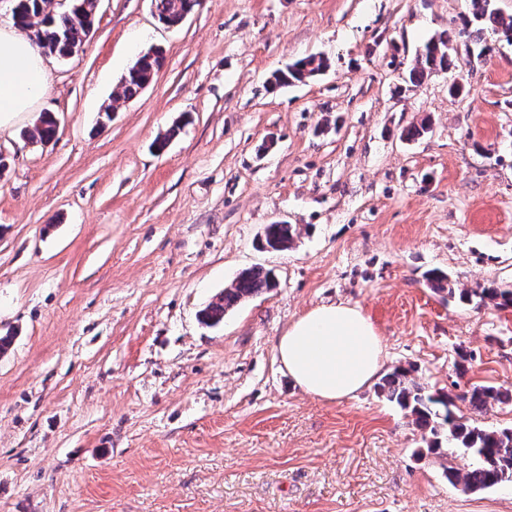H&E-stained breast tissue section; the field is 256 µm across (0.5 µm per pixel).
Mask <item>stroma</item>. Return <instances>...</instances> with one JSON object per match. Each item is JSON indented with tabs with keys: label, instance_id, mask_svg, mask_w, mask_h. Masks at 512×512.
I'll use <instances>...</instances> for the list:
<instances>
[{
	"label": "stroma",
	"instance_id": "1",
	"mask_svg": "<svg viewBox=\"0 0 512 512\" xmlns=\"http://www.w3.org/2000/svg\"><path fill=\"white\" fill-rule=\"evenodd\" d=\"M468 9L203 0L172 29L151 0H100L83 49L46 57L35 114L0 134V512H512V485L452 486L376 385L327 402L274 356L292 319L347 302L384 372L512 389V307L425 282L512 285V43L466 42ZM445 30L457 67L407 82ZM154 46L152 82L104 115ZM308 56L326 71L271 84ZM44 112L56 137L27 142ZM275 223L290 249L263 247ZM254 267L275 288L204 324ZM263 245L272 251H284L294 241V229L290 224H269L263 230Z\"/></svg>",
	"mask_w": 512,
	"mask_h": 512
}]
</instances>
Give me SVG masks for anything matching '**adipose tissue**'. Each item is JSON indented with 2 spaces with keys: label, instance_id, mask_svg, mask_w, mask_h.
<instances>
[{
  "label": "adipose tissue",
  "instance_id": "1",
  "mask_svg": "<svg viewBox=\"0 0 512 512\" xmlns=\"http://www.w3.org/2000/svg\"><path fill=\"white\" fill-rule=\"evenodd\" d=\"M47 87L44 58L15 25H0V130L32 113ZM275 358L305 392L326 401L354 395L379 373L382 340L361 308L323 304L293 320L275 347Z\"/></svg>",
  "mask_w": 512,
  "mask_h": 512
}]
</instances>
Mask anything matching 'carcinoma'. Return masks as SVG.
<instances>
[{
	"instance_id": "carcinoma-1",
	"label": "carcinoma",
	"mask_w": 512,
	"mask_h": 512,
	"mask_svg": "<svg viewBox=\"0 0 512 512\" xmlns=\"http://www.w3.org/2000/svg\"><path fill=\"white\" fill-rule=\"evenodd\" d=\"M54 0H13V20L22 30H27L29 20L37 18L41 52L58 58L78 53L91 38L94 31L98 0H70L69 7L57 12ZM158 21L168 27L180 26L196 9V0H153ZM470 15L464 21L461 33L475 41L481 40L485 31L502 30L512 38V18H505L492 6V0H470ZM448 32L444 31L422 46V54L416 55L409 70L408 79L417 83L430 73L445 71L454 66L448 44ZM164 53L151 49L140 55L121 78L119 98L129 100L137 97L151 82L162 67ZM328 67L322 57L309 56L298 60L284 70L271 76L274 86H286L301 82L320 74ZM57 133V122L48 113L39 123L24 131L23 136L31 142L47 143ZM294 241V229L290 224H268L263 230L264 247L273 251H284ZM430 287L448 295V299H459L477 306L492 303L496 306L512 305V289L499 286L478 288H454L448 276L432 270L426 274ZM276 286L272 272L252 268L241 272L224 292L217 295L203 310V321L211 326L224 321V315L241 302ZM378 392L388 402L404 410L411 423L420 432L423 443L430 451L445 458L444 472L448 482L461 487L465 493H477L497 488L512 482V427L485 429L471 424L457 413L455 398L449 393H432L410 372L398 369L385 376L378 384ZM468 403L474 414H480L495 404L512 402V391L493 385H473L459 395ZM448 451H442V448ZM472 459L471 466L462 470L454 465L458 456Z\"/></svg>"
}]
</instances>
